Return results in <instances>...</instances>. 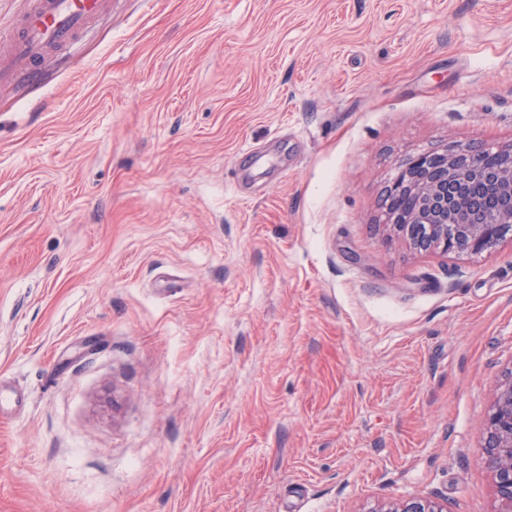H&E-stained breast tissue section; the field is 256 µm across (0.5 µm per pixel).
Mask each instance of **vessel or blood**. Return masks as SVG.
Here are the masks:
<instances>
[{
	"label": "vessel or blood",
	"mask_w": 512,
	"mask_h": 512,
	"mask_svg": "<svg viewBox=\"0 0 512 512\" xmlns=\"http://www.w3.org/2000/svg\"><path fill=\"white\" fill-rule=\"evenodd\" d=\"M106 6V0H28L8 37V51L0 53V73L21 63L38 65L66 48Z\"/></svg>",
	"instance_id": "vessel-or-blood-1"
}]
</instances>
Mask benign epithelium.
<instances>
[{"label": "benign epithelium", "mask_w": 512, "mask_h": 512, "mask_svg": "<svg viewBox=\"0 0 512 512\" xmlns=\"http://www.w3.org/2000/svg\"><path fill=\"white\" fill-rule=\"evenodd\" d=\"M481 181L491 188L494 207L483 220L471 223L477 210L462 192H448V183ZM386 195L404 196L408 211L386 212L387 223L418 251L443 254H479L490 245L512 239V144L493 154L486 148L451 143L440 153L409 157L387 186ZM482 459L494 476L498 512H512V378L493 390L486 419ZM366 512H446L433 500H411L396 507H374Z\"/></svg>", "instance_id": "benign-epithelium-1"}]
</instances>
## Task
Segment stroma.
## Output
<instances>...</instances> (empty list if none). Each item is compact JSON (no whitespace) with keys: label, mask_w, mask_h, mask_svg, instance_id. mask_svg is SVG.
I'll return each instance as SVG.
<instances>
[{"label":"stroma","mask_w":512,"mask_h":512,"mask_svg":"<svg viewBox=\"0 0 512 512\" xmlns=\"http://www.w3.org/2000/svg\"><path fill=\"white\" fill-rule=\"evenodd\" d=\"M512 143V0H111L0 80V512H497L512 242L410 155ZM486 148L448 144L440 153L410 156L387 186V196H404L412 207L391 213L387 222L418 251L443 254H479L490 245L512 239V144L486 155ZM488 159L497 164L486 168ZM483 182L491 188L494 207L477 224L470 196L448 193V182L462 186ZM482 459L494 476L498 512L512 511V378L493 390V404L486 419ZM443 506L433 500H411L405 502L396 507L384 508V507H374L367 510V512H446Z\"/></svg>","instance_id":"stroma-1"}]
</instances>
